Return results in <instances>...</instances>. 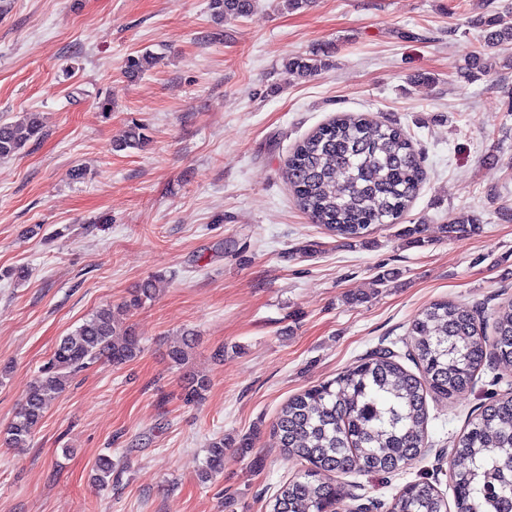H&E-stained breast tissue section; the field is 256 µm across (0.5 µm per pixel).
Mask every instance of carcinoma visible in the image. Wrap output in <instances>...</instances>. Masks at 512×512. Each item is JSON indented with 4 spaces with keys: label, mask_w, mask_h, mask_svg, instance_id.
Masks as SVG:
<instances>
[{
    "label": "carcinoma",
    "mask_w": 512,
    "mask_h": 512,
    "mask_svg": "<svg viewBox=\"0 0 512 512\" xmlns=\"http://www.w3.org/2000/svg\"><path fill=\"white\" fill-rule=\"evenodd\" d=\"M255 0H210L221 21L247 16ZM484 28L480 49L468 57V77L486 72L483 51L512 45V18L488 14L476 19ZM150 51L130 56L125 72L142 74L158 63ZM325 68L316 55L288 61L299 77H312ZM42 133L37 112L16 121L0 120V159L17 156ZM146 140L145 128L131 125L114 143L117 151L136 148ZM425 170L412 140L397 124L363 115L342 114L319 126L288 157L287 178L299 207L317 224L338 237L361 242L378 225L396 224L416 198ZM479 229L476 217L457 215L443 226L448 237ZM157 282L142 283L128 302L97 308L74 333L63 337L39 375L30 384L24 403L3 433L13 447L27 445L48 408L69 388L89 363L106 359L114 364L133 360L141 352L139 337L123 327L124 316L142 300L156 294ZM484 321L472 309L448 300L433 301L411 322L406 369L389 350H379L348 368L336 379L309 388L288 400L272 427L278 447L295 456L301 469L284 484L269 512H338L340 493L333 476L352 472L393 473L417 461L427 434V396L448 399L468 390L484 366L481 336ZM123 340L116 342L114 337ZM494 359L512 371V299L493 318ZM193 346L192 333L182 335L170 359L180 365ZM209 388L203 377L191 375L186 400L201 398ZM224 437L210 442L201 477L224 469ZM96 481H112V460L94 464ZM456 512H512V392L493 396L467 424L449 462ZM389 512H448V499L433 483L405 485L393 498Z\"/></svg>",
    "instance_id": "carcinoma-1"
}]
</instances>
